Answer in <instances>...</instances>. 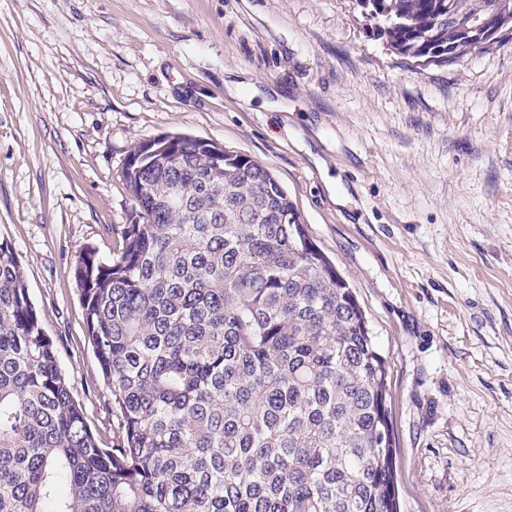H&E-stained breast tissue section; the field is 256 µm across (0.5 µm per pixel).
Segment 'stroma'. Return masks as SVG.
Here are the masks:
<instances>
[{"instance_id":"1","label":"stroma","mask_w":512,"mask_h":512,"mask_svg":"<svg viewBox=\"0 0 512 512\" xmlns=\"http://www.w3.org/2000/svg\"><path fill=\"white\" fill-rule=\"evenodd\" d=\"M183 133L287 190L386 358L400 512H512V31L445 65L357 0H0V239L104 444L112 392L73 279Z\"/></svg>"}]
</instances>
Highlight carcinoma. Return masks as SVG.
I'll return each mask as SVG.
<instances>
[{"label":"carcinoma","mask_w":512,"mask_h":512,"mask_svg":"<svg viewBox=\"0 0 512 512\" xmlns=\"http://www.w3.org/2000/svg\"><path fill=\"white\" fill-rule=\"evenodd\" d=\"M367 2L373 33L428 65L471 52L448 10L493 0ZM122 177V245L74 268L112 447L0 240V512H399L387 360L285 189L178 134L138 144Z\"/></svg>","instance_id":"cac0c4a2"}]
</instances>
